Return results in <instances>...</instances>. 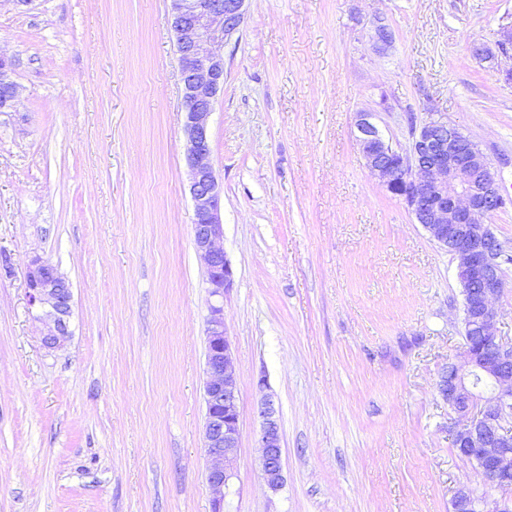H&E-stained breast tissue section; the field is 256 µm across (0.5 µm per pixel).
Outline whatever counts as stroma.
Wrapping results in <instances>:
<instances>
[{
  "label": "stroma",
  "mask_w": 512,
  "mask_h": 512,
  "mask_svg": "<svg viewBox=\"0 0 512 512\" xmlns=\"http://www.w3.org/2000/svg\"><path fill=\"white\" fill-rule=\"evenodd\" d=\"M224 47L211 161L233 286L240 442L224 512H452L500 489L459 456L436 389L463 348L455 262L368 170L424 120L491 161L512 254V0H247ZM393 33L371 39L373 18ZM493 51L494 61L473 48ZM22 94L0 112V512H212L204 448L212 298L193 245L169 0L0 7ZM72 292L50 351L27 268ZM271 400L284 484L265 486Z\"/></svg>",
  "instance_id": "stroma-1"
}]
</instances>
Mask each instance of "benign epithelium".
<instances>
[{
	"label": "benign epithelium",
	"instance_id": "7a95c632",
	"mask_svg": "<svg viewBox=\"0 0 512 512\" xmlns=\"http://www.w3.org/2000/svg\"><path fill=\"white\" fill-rule=\"evenodd\" d=\"M247 0H171L182 88V131L187 145L190 193L194 203V248L203 262L211 304L206 328L204 447L210 458L206 481L212 512H224V498L239 448L240 428L235 364L224 325V294L233 271L224 253L223 188L211 163L210 119L224 89V47L240 31ZM377 48H388L392 32L380 18L372 21ZM21 88L13 64L0 54V112L16 107ZM372 113L360 112L356 138L369 171L402 198L416 223L456 261L462 286L463 321L472 335L485 339L478 349L465 346L439 375V395L458 415L452 427L458 454L474 462L501 487L512 482V341L494 333L492 299L504 287L503 245L489 219L505 198L488 158L446 121L429 119L412 131L401 153L387 144ZM58 269L39 258L27 274L29 302L45 323L42 337L49 350L68 335L72 292ZM259 444L261 472L267 488L283 486L281 432L271 401L262 403ZM453 512H478L481 501L461 487L451 500Z\"/></svg>",
	"mask_w": 512,
	"mask_h": 512
}]
</instances>
